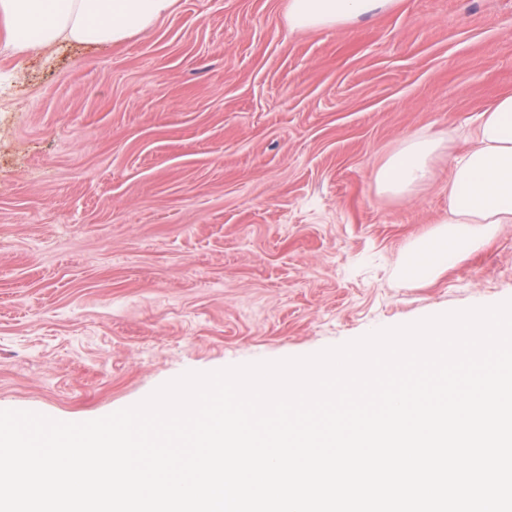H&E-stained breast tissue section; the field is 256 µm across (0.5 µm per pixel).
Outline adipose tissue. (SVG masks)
<instances>
[{
    "instance_id": "adipose-tissue-1",
    "label": "adipose tissue",
    "mask_w": 512,
    "mask_h": 512,
    "mask_svg": "<svg viewBox=\"0 0 512 512\" xmlns=\"http://www.w3.org/2000/svg\"><path fill=\"white\" fill-rule=\"evenodd\" d=\"M176 0H0L7 46L18 53L42 51L56 42L110 46L152 27ZM394 0H289L288 25L308 32L338 28L390 9ZM443 141L405 139L377 169L379 190L407 196L432 175ZM512 224V94L483 112L470 149L455 158L448 178V216L411 244L400 263L403 282L428 281L478 250L498 225Z\"/></svg>"
}]
</instances>
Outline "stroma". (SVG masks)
Instances as JSON below:
<instances>
[{"mask_svg": "<svg viewBox=\"0 0 512 512\" xmlns=\"http://www.w3.org/2000/svg\"><path fill=\"white\" fill-rule=\"evenodd\" d=\"M288 0H178L108 47L4 48L0 410L85 422L187 372L302 357L512 299V224L424 285L407 247L512 93V0H396L291 31ZM446 140L409 197L375 172Z\"/></svg>", "mask_w": 512, "mask_h": 512, "instance_id": "obj_1", "label": "stroma"}]
</instances>
